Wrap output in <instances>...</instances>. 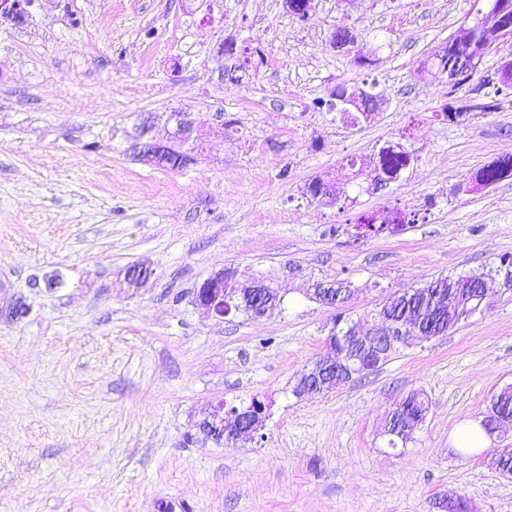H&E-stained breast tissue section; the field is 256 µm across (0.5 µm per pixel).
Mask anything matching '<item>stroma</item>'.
<instances>
[{
	"mask_svg": "<svg viewBox=\"0 0 512 512\" xmlns=\"http://www.w3.org/2000/svg\"><path fill=\"white\" fill-rule=\"evenodd\" d=\"M469 8L37 0L25 26L0 25V512H444L453 495L512 512V477L456 455L460 430L512 386V288L362 380L291 392L336 312L316 283L350 282L341 310L365 327L393 293L512 255V177L470 185L512 155V96L443 115L472 104L499 54L454 90L425 63ZM339 27L356 46L333 48ZM343 85L376 93L380 112L351 123L316 108ZM175 111L196 120V162L140 160V123L166 137ZM390 142L411 163L374 183ZM318 179L335 181V204L307 194ZM395 211L405 223L357 235L360 215ZM133 266L151 273L137 287ZM223 269L273 282L283 302L205 317L193 291ZM411 392L428 416L388 447L385 417ZM254 396L271 403L255 438L194 429L211 403Z\"/></svg>",
	"mask_w": 512,
	"mask_h": 512,
	"instance_id": "obj_1",
	"label": "stroma"
}]
</instances>
